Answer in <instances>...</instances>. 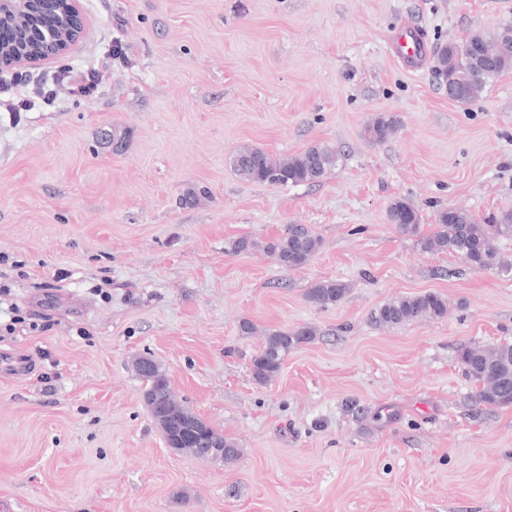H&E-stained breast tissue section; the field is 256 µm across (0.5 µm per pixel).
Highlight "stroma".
<instances>
[{
	"label": "stroma",
	"instance_id": "stroma-1",
	"mask_svg": "<svg viewBox=\"0 0 512 512\" xmlns=\"http://www.w3.org/2000/svg\"><path fill=\"white\" fill-rule=\"evenodd\" d=\"M63 58L95 85L24 70L26 112L0 108V512H512V405L476 402L464 346L512 343V272L423 252L386 222L407 198L512 209V73L461 107L429 48L495 31L512 0H81ZM380 112L398 134L364 137ZM125 129L122 150L113 127ZM321 142L319 183L240 179V146ZM288 224L322 244L282 269ZM246 236L257 246L229 253ZM348 283L335 306L313 283ZM436 291L448 314L387 328L374 312ZM257 328L240 335L242 319ZM315 327L278 376L250 360L274 330ZM151 354L182 403L237 442L231 465L167 448L131 362ZM26 359V372L6 360ZM396 49L403 64L406 66L417 65L427 54V41L419 31L405 30L396 37ZM348 292V285L337 280H323L307 292L308 301L318 308H329L341 301Z\"/></svg>",
	"mask_w": 512,
	"mask_h": 512
}]
</instances>
